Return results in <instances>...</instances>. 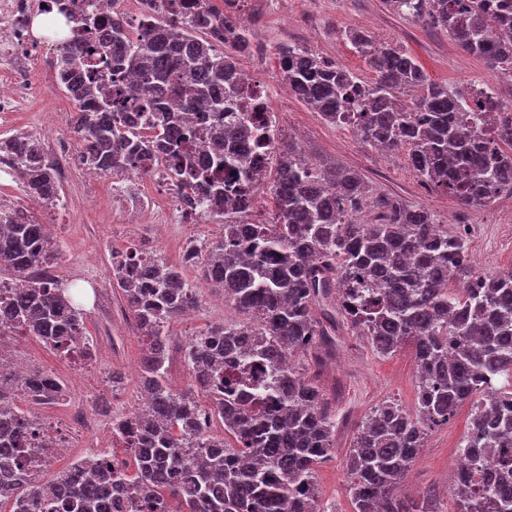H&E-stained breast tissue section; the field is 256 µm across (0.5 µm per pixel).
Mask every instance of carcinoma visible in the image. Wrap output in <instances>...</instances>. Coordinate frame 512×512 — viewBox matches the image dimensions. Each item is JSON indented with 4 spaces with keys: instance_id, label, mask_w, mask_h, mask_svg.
Here are the masks:
<instances>
[{
    "instance_id": "1",
    "label": "carcinoma",
    "mask_w": 512,
    "mask_h": 512,
    "mask_svg": "<svg viewBox=\"0 0 512 512\" xmlns=\"http://www.w3.org/2000/svg\"><path fill=\"white\" fill-rule=\"evenodd\" d=\"M76 20L81 33L66 49L61 81L77 112L71 133L88 169L125 173L133 161L152 164L167 155L173 178L188 194H224L219 174L237 171L238 208L224 202L222 236L189 247L184 263L224 291L246 321L216 324L186 347L191 387L177 393L166 382L168 328L196 308L199 291L182 268L157 255L112 266L137 329L146 338L141 381L145 409L125 423L133 442L134 471L100 459L96 477L76 462L49 480L14 470L25 452L30 420L14 404V392L32 397L64 389L47 372L0 375V504L10 512H323L318 467L332 457L336 414L320 386L292 357L334 342L336 319L389 355L412 348L418 366L416 413L386 401L374 408L346 451V476L354 512H436L394 495V487L424 447L428 430L448 423L471 403V428L460 448L492 453L490 461L455 477L454 512H512V270L480 271L466 237L448 233L432 212L399 200L385 203L374 224L358 214L366 185L355 171L305 158L293 141L278 137L274 122H253L242 104L238 57L249 48L247 30L212 0L183 18L143 7L136 30L121 12L112 23L77 8L78 0H50ZM399 13L448 31L464 52L512 76V0H387ZM117 64L147 72L153 93L144 102L150 133L130 126L112 96L88 81L93 48ZM374 72L367 84L346 68L305 48L280 46L281 79L325 122L353 129L374 148L408 149L422 181L469 207L512 194L511 112L495 94L466 93L431 82L414 58L396 44H377L361 29L343 32ZM423 94L412 107L398 103L400 90ZM177 90L188 108L210 113L212 126L198 130L211 151L174 149L183 139L163 105ZM254 141L276 176L269 194L274 217L252 220L250 200L260 177L242 167L226 142ZM0 153L15 158L24 191L58 196L54 161L41 139L17 134L0 139ZM57 246L47 225L31 215L0 223V266L18 288L10 315L24 336H34L68 356L91 357L80 304L63 283L33 278L29 269L50 265ZM452 282L468 284L456 294ZM208 404H203L199 397ZM208 408L224 435L197 422ZM230 436L235 444L226 443ZM494 468L491 478L486 470ZM123 493L112 501L109 488Z\"/></svg>"
}]
</instances>
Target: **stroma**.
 <instances>
[{
    "label": "stroma",
    "instance_id": "1",
    "mask_svg": "<svg viewBox=\"0 0 512 512\" xmlns=\"http://www.w3.org/2000/svg\"><path fill=\"white\" fill-rule=\"evenodd\" d=\"M234 9L247 23L251 44L266 47L264 63L243 54L240 68L263 86L277 89L281 83L276 48L295 43L322 60L348 68L363 81L373 79L364 58L342 38L348 28L367 31L376 43L402 45L424 68L431 82L466 88L481 81L505 103H512V78L490 68L480 57L463 52L447 31L400 16L386 0H237ZM276 129L282 137L304 148L315 162L337 163L357 171L369 187L365 220L378 218V203L398 199L434 212L449 231L465 229L472 259L486 273L512 269V195H502L483 207H467L450 194L433 190L411 168L407 150L379 153L364 144L352 130L325 123L317 112L296 97L278 98ZM74 102L60 89L39 87L10 127L0 126V135L10 129H56L69 140ZM115 175L104 174L91 181L83 168H74L57 208H38L37 219L50 225L59 247L58 268L75 272V297L85 310L86 334L94 354L90 363L64 356L40 340L21 336L12 347L27 369L53 374L64 385L63 403L45 407L46 415L62 421L77 405L108 401L117 409L141 406V363L145 344L133 317L114 319L123 305L119 289L112 286V257L126 254L146 241L170 264H179L185 245L192 240L218 237V228L187 224L173 217L170 231L156 238L151 224H132L112 204ZM212 289L200 291V302L189 315L173 320L166 379L171 389L189 387L184 347L218 321L239 318L232 306L216 310ZM330 410L336 413V451L317 471V485L324 512H352L347 491L345 453L359 425L380 403L393 399L408 412L416 410L417 365L410 347L390 355L376 353L366 339L339 328L336 351L321 362H310ZM120 373V385H112V373ZM471 407L457 409L447 424L429 430L425 446L398 488L409 503L433 496L439 512H451L454 498L447 479L458 457V443L470 425Z\"/></svg>",
    "mask_w": 512,
    "mask_h": 512
}]
</instances>
